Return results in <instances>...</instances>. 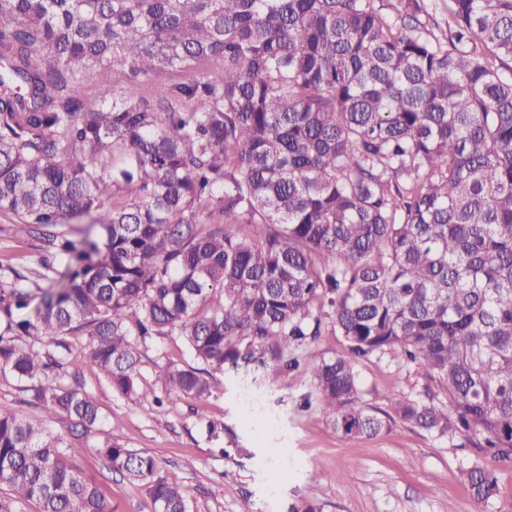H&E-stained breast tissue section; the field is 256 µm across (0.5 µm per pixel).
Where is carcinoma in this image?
<instances>
[{"label": "carcinoma", "instance_id": "obj_1", "mask_svg": "<svg viewBox=\"0 0 512 512\" xmlns=\"http://www.w3.org/2000/svg\"><path fill=\"white\" fill-rule=\"evenodd\" d=\"M376 2L0 0V215L40 242L0 263V370L49 415L99 421L60 373L68 335L130 400L139 343L182 337L198 366L161 383L198 401L227 365L298 369L285 353L326 318L347 351L311 380L336 431L477 438L463 475L475 507L493 497L490 462L512 461V0ZM389 353L450 411L365 403L353 361ZM98 451L155 512H187L153 456ZM80 452L0 414V487L41 512H112Z\"/></svg>", "mask_w": 512, "mask_h": 512}]
</instances>
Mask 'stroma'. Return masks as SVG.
Returning <instances> with one entry per match:
<instances>
[{"mask_svg": "<svg viewBox=\"0 0 512 512\" xmlns=\"http://www.w3.org/2000/svg\"><path fill=\"white\" fill-rule=\"evenodd\" d=\"M66 366L93 394L100 420L91 434L73 436L70 422L47 417L11 374L0 372V413L41 419L46 431L78 448L72 465L95 483L112 512H154L144 489L109 468L98 442L111 438L146 451L163 469L176 472L188 491V512H288L307 499L321 512H470L463 477L479 451L468 441L396 423L387 432L347 439L330 427L306 371L310 364L343 352L344 336L323 327L314 342L290 347L296 371L253 363L225 369L222 392L203 401L166 400L159 381L171 366L194 358L182 337H158L142 349L140 373L146 392L139 401L113 393L86 357L84 337H69ZM362 398L390 410L400 392L421 397L426 382L417 367L395 354L360 358ZM349 473L338 481L339 473Z\"/></svg>", "mask_w": 512, "mask_h": 512, "instance_id": "stroma-1", "label": "stroma"}]
</instances>
